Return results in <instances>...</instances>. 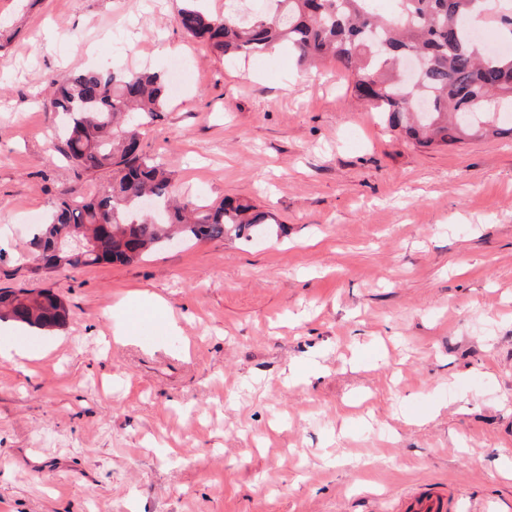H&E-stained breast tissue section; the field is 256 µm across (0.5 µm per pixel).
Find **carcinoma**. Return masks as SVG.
I'll return each mask as SVG.
<instances>
[{
	"mask_svg": "<svg viewBox=\"0 0 512 512\" xmlns=\"http://www.w3.org/2000/svg\"><path fill=\"white\" fill-rule=\"evenodd\" d=\"M178 13L183 32L228 58L286 47L297 63L336 60L352 76V92L373 105L389 128L423 146L510 134L501 108L512 107V53L486 56L470 42L469 16L476 0H268L244 13L240 0H224L215 16L185 0ZM421 59L417 78L403 73L405 56ZM419 98L431 110L409 109ZM167 80L156 72L116 75L77 71L52 82L50 106L66 117L62 152L85 171L110 169L109 186L88 201L62 200L36 225L31 245L42 268L81 269L128 264L173 238L247 237L268 215L249 203L199 205L178 196L163 165L140 149L138 124L165 111ZM154 200L156 211L142 207ZM69 310L47 288H0V321L50 330Z\"/></svg>",
	"mask_w": 512,
	"mask_h": 512,
	"instance_id": "cac0c4a2",
	"label": "carcinoma"
}]
</instances>
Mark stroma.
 Segmentation results:
<instances>
[{
    "label": "stroma",
    "mask_w": 512,
    "mask_h": 512,
    "mask_svg": "<svg viewBox=\"0 0 512 512\" xmlns=\"http://www.w3.org/2000/svg\"><path fill=\"white\" fill-rule=\"evenodd\" d=\"M183 5L0 0V287L71 310L0 324V348L40 353L0 362V512H375L423 483L512 512V138L416 145L336 62L224 60ZM177 56L142 150L186 199L250 202L270 232L37 271L33 225L112 181L63 155L52 80L168 77Z\"/></svg>",
    "instance_id": "35a3bbf8"
}]
</instances>
